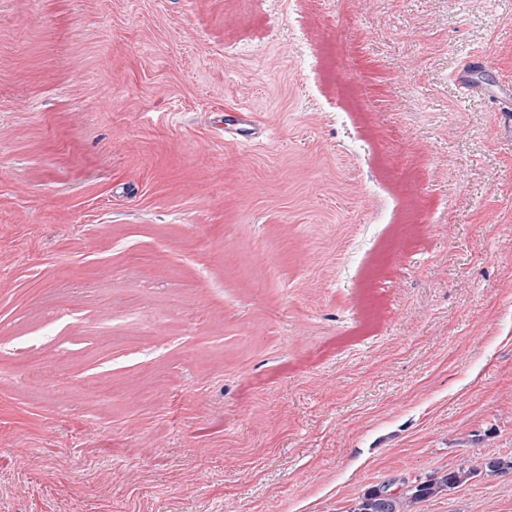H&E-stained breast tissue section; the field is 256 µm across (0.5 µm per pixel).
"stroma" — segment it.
I'll return each mask as SVG.
<instances>
[{
	"label": "stroma",
	"mask_w": 512,
	"mask_h": 512,
	"mask_svg": "<svg viewBox=\"0 0 512 512\" xmlns=\"http://www.w3.org/2000/svg\"><path fill=\"white\" fill-rule=\"evenodd\" d=\"M476 55L512 83V0H0V512H349L512 455ZM233 119L224 120V136L229 135L239 140L241 137L252 140L260 139L264 132L255 124L251 112L235 111Z\"/></svg>",
	"instance_id": "1"
}]
</instances>
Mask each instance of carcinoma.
Wrapping results in <instances>:
<instances>
[{
  "mask_svg": "<svg viewBox=\"0 0 512 512\" xmlns=\"http://www.w3.org/2000/svg\"><path fill=\"white\" fill-rule=\"evenodd\" d=\"M481 473L488 477L512 475V456L487 459L480 468L460 466L433 479L404 482L396 489L390 483L372 487L357 498L350 512H418L425 500L448 492Z\"/></svg>",
  "mask_w": 512,
  "mask_h": 512,
  "instance_id": "cac0c4a2",
  "label": "carcinoma"
}]
</instances>
